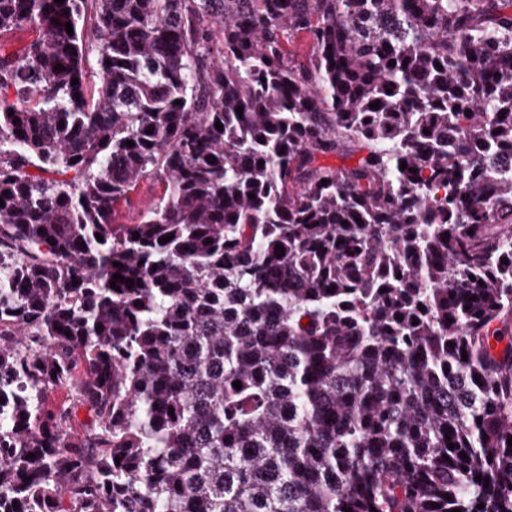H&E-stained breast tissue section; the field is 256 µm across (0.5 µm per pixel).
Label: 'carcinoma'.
Masks as SVG:
<instances>
[{
    "mask_svg": "<svg viewBox=\"0 0 512 512\" xmlns=\"http://www.w3.org/2000/svg\"><path fill=\"white\" fill-rule=\"evenodd\" d=\"M26 30L0 512H512V0H0ZM164 192V185L154 180H142L130 194V199L118 202L115 207V224H138L141 214Z\"/></svg>",
    "mask_w": 512,
    "mask_h": 512,
    "instance_id": "1",
    "label": "carcinoma"
}]
</instances>
